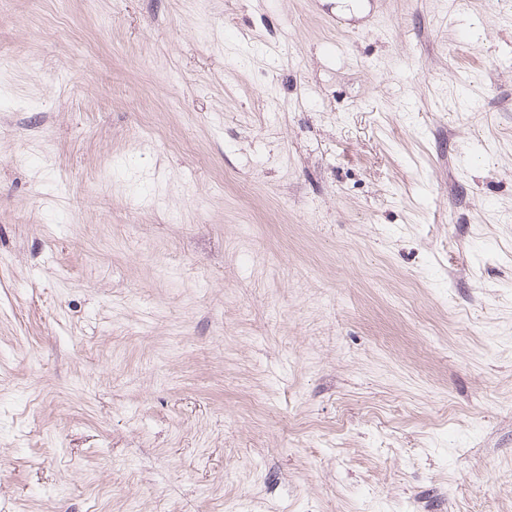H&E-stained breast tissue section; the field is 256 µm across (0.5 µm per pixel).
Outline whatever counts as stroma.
<instances>
[{
    "mask_svg": "<svg viewBox=\"0 0 512 512\" xmlns=\"http://www.w3.org/2000/svg\"><path fill=\"white\" fill-rule=\"evenodd\" d=\"M0 0V512H512V0Z\"/></svg>",
    "mask_w": 512,
    "mask_h": 512,
    "instance_id": "stroma-1",
    "label": "stroma"
}]
</instances>
